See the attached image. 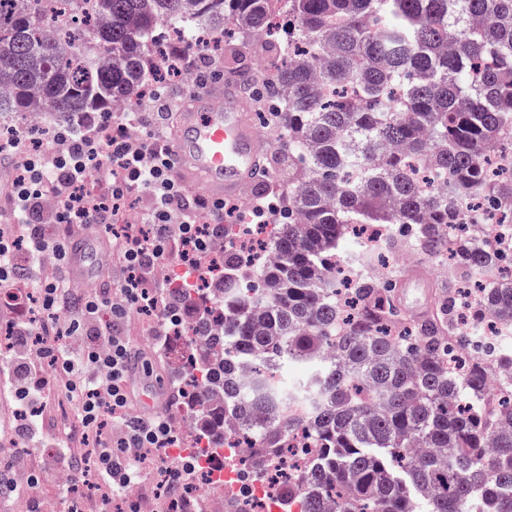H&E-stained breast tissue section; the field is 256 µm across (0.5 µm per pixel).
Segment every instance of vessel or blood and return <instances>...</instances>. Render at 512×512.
Returning <instances> with one entry per match:
<instances>
[{"label": "vessel or blood", "mask_w": 512, "mask_h": 512, "mask_svg": "<svg viewBox=\"0 0 512 512\" xmlns=\"http://www.w3.org/2000/svg\"><path fill=\"white\" fill-rule=\"evenodd\" d=\"M170 146L178 179L215 199L241 197L264 157L257 125L241 112L231 85L189 91ZM105 259L104 251L89 242L77 244L72 251L76 281L90 278Z\"/></svg>", "instance_id": "obj_1"}]
</instances>
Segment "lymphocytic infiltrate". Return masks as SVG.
<instances>
[{
    "label": "lymphocytic infiltrate",
    "mask_w": 512,
    "mask_h": 512,
    "mask_svg": "<svg viewBox=\"0 0 512 512\" xmlns=\"http://www.w3.org/2000/svg\"><path fill=\"white\" fill-rule=\"evenodd\" d=\"M181 96L164 86L138 111L48 127L43 150L0 145L11 174L0 186V295L18 299L33 285L41 308L39 317L9 324L0 402L25 438L45 427L52 390L64 388L80 425L58 439V454L75 475L93 460L106 501L141 483L145 449L174 440L170 416L133 410L132 344L121 327L133 313L151 312L155 336L177 332L182 301L156 277L157 266L175 260L203 272L224 240L225 217L238 214L234 203L187 194L174 172L168 113ZM136 189L150 195L149 208L130 204ZM101 231L124 277L116 288H74L72 240Z\"/></svg>",
    "instance_id": "lymphocytic-infiltrate-1"
}]
</instances>
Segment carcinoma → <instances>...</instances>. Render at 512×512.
Instances as JSON below:
<instances>
[{
    "label": "carcinoma",
    "instance_id": "obj_1",
    "mask_svg": "<svg viewBox=\"0 0 512 512\" xmlns=\"http://www.w3.org/2000/svg\"><path fill=\"white\" fill-rule=\"evenodd\" d=\"M0 0V115L70 122L164 84L150 67L220 30L279 56L274 80L240 74L280 133L288 181L272 185L274 262L224 248L222 281L171 280L202 353L181 364L183 409L207 450L226 429L273 464L298 433L314 461L278 486L299 512H512V351L454 371L466 344L459 291L407 321L393 282L354 275L336 299V260L361 224H396L405 249L463 276L512 263V234L448 243L461 202L512 206V167L484 157L512 142V0ZM476 321L512 327V273L479 289ZM308 368L293 388L279 372ZM306 414L285 419L286 409Z\"/></svg>",
    "mask_w": 512,
    "mask_h": 512
}]
</instances>
